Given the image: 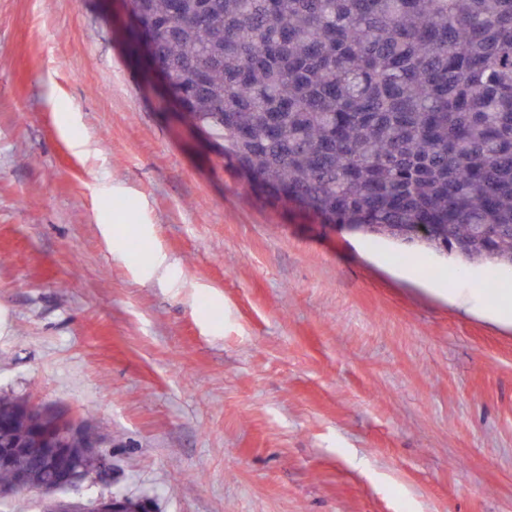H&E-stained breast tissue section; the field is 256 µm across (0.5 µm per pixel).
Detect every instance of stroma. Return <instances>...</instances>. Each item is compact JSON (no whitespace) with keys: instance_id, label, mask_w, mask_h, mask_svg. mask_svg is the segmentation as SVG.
I'll return each instance as SVG.
<instances>
[{"instance_id":"1","label":"stroma","mask_w":512,"mask_h":512,"mask_svg":"<svg viewBox=\"0 0 512 512\" xmlns=\"http://www.w3.org/2000/svg\"><path fill=\"white\" fill-rule=\"evenodd\" d=\"M280 214L164 112L111 0H0V397L151 512H512V325L466 264Z\"/></svg>"}]
</instances>
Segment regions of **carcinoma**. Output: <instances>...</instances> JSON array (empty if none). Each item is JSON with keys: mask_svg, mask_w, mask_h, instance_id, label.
Masks as SVG:
<instances>
[{"mask_svg": "<svg viewBox=\"0 0 512 512\" xmlns=\"http://www.w3.org/2000/svg\"><path fill=\"white\" fill-rule=\"evenodd\" d=\"M161 95L266 205L512 266V0H132ZM73 452L87 474L97 456Z\"/></svg>", "mask_w": 512, "mask_h": 512, "instance_id": "carcinoma-1", "label": "carcinoma"}]
</instances>
